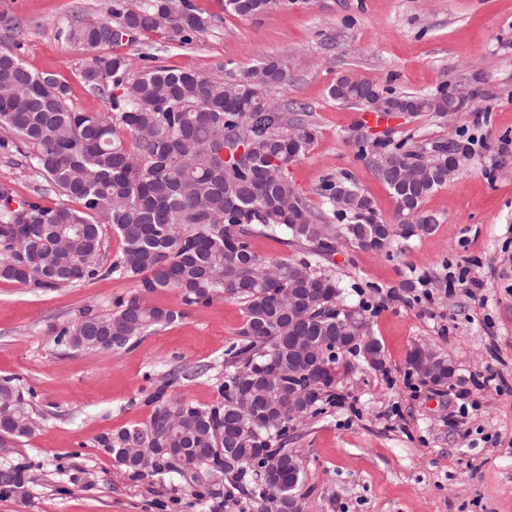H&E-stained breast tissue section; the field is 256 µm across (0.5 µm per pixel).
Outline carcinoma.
<instances>
[{
  "instance_id": "cac0c4a2",
  "label": "carcinoma",
  "mask_w": 512,
  "mask_h": 512,
  "mask_svg": "<svg viewBox=\"0 0 512 512\" xmlns=\"http://www.w3.org/2000/svg\"><path fill=\"white\" fill-rule=\"evenodd\" d=\"M224 12L252 18L288 6V0H222ZM115 21L75 17L58 27L74 47L95 53L82 71L84 83L110 101L108 112H75L67 86L29 70L9 48H0V128L24 142L29 166L62 200H15L0 185V280L32 288L76 286L101 277L137 283L138 295L113 302L112 314L82 313L58 332L57 343L75 351H118L153 328L174 322L182 311L146 304L142 297L173 290L186 306H207L217 297L243 304L239 339L225 353L219 399L199 406L173 395L176 376L147 398L149 418L99 439L132 478L175 475L180 487L214 509L243 503L259 512H301V455L288 447L296 423L322 411L336 382L311 400L308 382L318 367L336 371V336L352 326L371 336L361 306H349L336 278L316 267L330 260L339 241L374 253L415 236L409 216L448 183V157L472 154L468 141L410 144L350 136L357 158L368 162L395 200L393 220L378 216L373 200L348 176L330 177L320 194L327 212L313 210L288 178V165L314 139L311 124L288 113L268 93L288 79L274 59L226 80L193 71L153 66L133 70L114 53L127 41L161 27L183 44L207 29L190 0H140L134 9L113 0ZM343 104L388 113L440 116L462 101L445 89L434 94H396L342 75L329 88ZM243 147L244 157L235 155ZM75 201V209L69 202ZM122 242L110 262L102 258L103 225ZM264 235L299 247L295 261L264 258L251 239ZM319 288L295 302L287 295L302 275ZM370 369L386 363L379 340ZM293 406L297 416L279 425L261 421ZM0 447L34 432L30 400L13 378L0 379ZM155 448L145 470L127 449ZM10 495L25 487L32 463L5 465ZM280 499H266L270 478Z\"/></svg>"
}]
</instances>
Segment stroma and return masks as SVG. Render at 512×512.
<instances>
[{"instance_id": "obj_1", "label": "stroma", "mask_w": 512, "mask_h": 512, "mask_svg": "<svg viewBox=\"0 0 512 512\" xmlns=\"http://www.w3.org/2000/svg\"><path fill=\"white\" fill-rule=\"evenodd\" d=\"M208 27L188 44L166 31L139 35L120 51L141 67L156 65L240 77L266 59L280 60L287 80L272 91L284 111L306 106L313 142L288 167L296 190L316 210L330 176H350L381 218L395 209L389 189L348 142L359 111L328 90L350 74L396 93L445 88L467 98L447 119L429 114L393 119L385 135L420 142L474 136L481 146L467 166L424 202L435 230L372 253L339 243L326 268L348 304L365 305L386 355L382 371L340 359L336 395L299 423L292 445L303 463V512H512V0H297L257 18L225 13L221 0H191ZM24 25L0 29L33 72L68 87L76 112L109 103L81 78L89 53L57 35L73 15L111 20L112 0H0ZM480 87L493 91L479 99ZM0 183L15 198L60 197L0 150ZM134 282L99 278L41 290L0 280V378H17L34 394L35 433L0 455V466L29 461L24 495L0 498V512H209L170 481L136 480L102 448L101 435L145 421L146 402L169 370L206 367L182 381L187 400L219 398L224 352L238 337L243 306L217 300L185 309L134 347L78 352L57 332L87 309L106 315ZM418 347L443 354L453 385L439 387L412 372Z\"/></svg>"}]
</instances>
